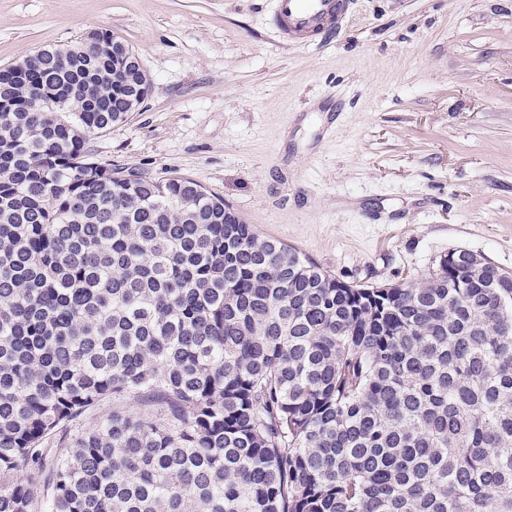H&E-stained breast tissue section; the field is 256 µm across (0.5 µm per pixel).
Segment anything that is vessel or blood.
Listing matches in <instances>:
<instances>
[{
  "label": "vessel or blood",
  "instance_id": "1",
  "mask_svg": "<svg viewBox=\"0 0 512 512\" xmlns=\"http://www.w3.org/2000/svg\"><path fill=\"white\" fill-rule=\"evenodd\" d=\"M352 0H274L273 25L288 44L326 40L340 32Z\"/></svg>",
  "mask_w": 512,
  "mask_h": 512
}]
</instances>
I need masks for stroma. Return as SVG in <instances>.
I'll return each instance as SVG.
<instances>
[{"mask_svg":"<svg viewBox=\"0 0 512 512\" xmlns=\"http://www.w3.org/2000/svg\"><path fill=\"white\" fill-rule=\"evenodd\" d=\"M274 0H0V69L88 32L151 76L93 159L186 175L336 278L411 284L468 250L512 270V0H356L328 43Z\"/></svg>","mask_w":512,"mask_h":512,"instance_id":"stroma-1","label":"stroma"}]
</instances>
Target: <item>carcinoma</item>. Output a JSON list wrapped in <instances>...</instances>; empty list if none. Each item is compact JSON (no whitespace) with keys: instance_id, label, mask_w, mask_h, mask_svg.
Masks as SVG:
<instances>
[{"instance_id":"cac0c4a2","label":"carcinoma","mask_w":512,"mask_h":512,"mask_svg":"<svg viewBox=\"0 0 512 512\" xmlns=\"http://www.w3.org/2000/svg\"><path fill=\"white\" fill-rule=\"evenodd\" d=\"M118 41L41 55L52 112L0 70V512H512V276L343 282L189 177L100 169Z\"/></svg>"}]
</instances>
